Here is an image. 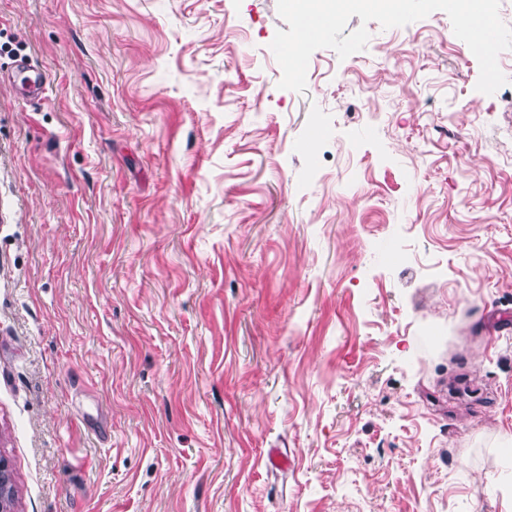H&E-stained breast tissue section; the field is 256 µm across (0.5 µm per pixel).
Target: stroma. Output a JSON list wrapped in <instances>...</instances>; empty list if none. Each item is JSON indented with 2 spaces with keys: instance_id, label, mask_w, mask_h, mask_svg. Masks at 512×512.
<instances>
[{
  "instance_id": "stroma-1",
  "label": "stroma",
  "mask_w": 512,
  "mask_h": 512,
  "mask_svg": "<svg viewBox=\"0 0 512 512\" xmlns=\"http://www.w3.org/2000/svg\"><path fill=\"white\" fill-rule=\"evenodd\" d=\"M362 26L300 94L277 0H0L13 512H512V49Z\"/></svg>"
}]
</instances>
